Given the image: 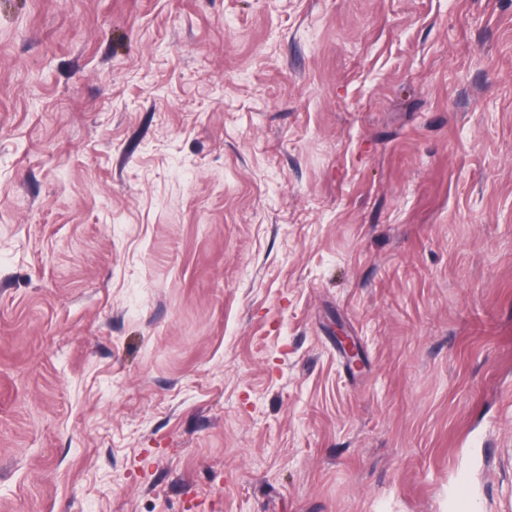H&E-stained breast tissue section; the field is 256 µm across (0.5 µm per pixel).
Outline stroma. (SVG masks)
Listing matches in <instances>:
<instances>
[{
    "label": "stroma",
    "instance_id": "1",
    "mask_svg": "<svg viewBox=\"0 0 512 512\" xmlns=\"http://www.w3.org/2000/svg\"><path fill=\"white\" fill-rule=\"evenodd\" d=\"M462 473L512 512V0H0V512Z\"/></svg>",
    "mask_w": 512,
    "mask_h": 512
}]
</instances>
